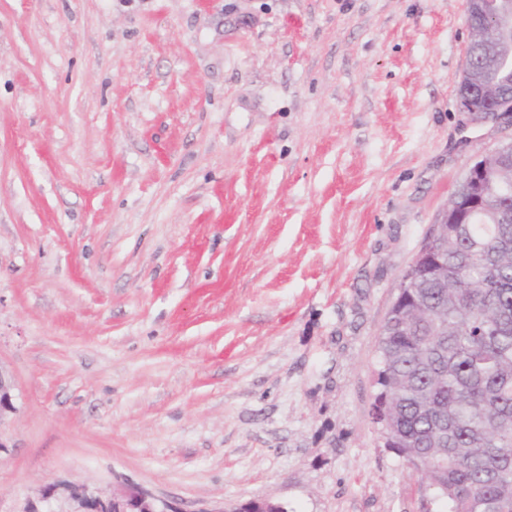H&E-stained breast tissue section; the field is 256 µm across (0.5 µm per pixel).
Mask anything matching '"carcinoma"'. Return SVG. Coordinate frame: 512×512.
Segmentation results:
<instances>
[{"label":"carcinoma","instance_id":"cac0c4a2","mask_svg":"<svg viewBox=\"0 0 512 512\" xmlns=\"http://www.w3.org/2000/svg\"><path fill=\"white\" fill-rule=\"evenodd\" d=\"M469 47L486 29L472 9ZM471 104L502 103L512 72L483 65ZM512 188V159L494 167ZM512 192H499L448 225L439 273L412 282L393 324L382 326L378 390L397 454L448 512H512Z\"/></svg>","mask_w":512,"mask_h":512}]
</instances>
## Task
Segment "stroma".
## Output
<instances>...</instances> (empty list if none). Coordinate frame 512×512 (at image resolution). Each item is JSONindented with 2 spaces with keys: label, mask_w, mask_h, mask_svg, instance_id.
<instances>
[{
  "label": "stroma",
  "mask_w": 512,
  "mask_h": 512,
  "mask_svg": "<svg viewBox=\"0 0 512 512\" xmlns=\"http://www.w3.org/2000/svg\"><path fill=\"white\" fill-rule=\"evenodd\" d=\"M467 0H0V512H439L371 419L399 280L512 115ZM484 74H483V85L482 89H480L473 97L471 104L478 109L483 110H492L499 107L503 102V97L500 94V90L502 87H508V92L511 91L512 85V73L510 70L500 71L498 68L490 66L485 63L483 66ZM507 82L508 84H504ZM502 99V100H501ZM487 112H504L510 113L512 112V104L509 103L505 106H501L495 110L487 111ZM59 489L58 484L43 489L41 499L45 510L31 506L24 512H183L176 503L159 499L133 484H126L119 492L110 495L70 485L63 488L66 493H59ZM60 499L75 505V510H55V503Z\"/></svg>",
  "instance_id": "stroma-1"
}]
</instances>
